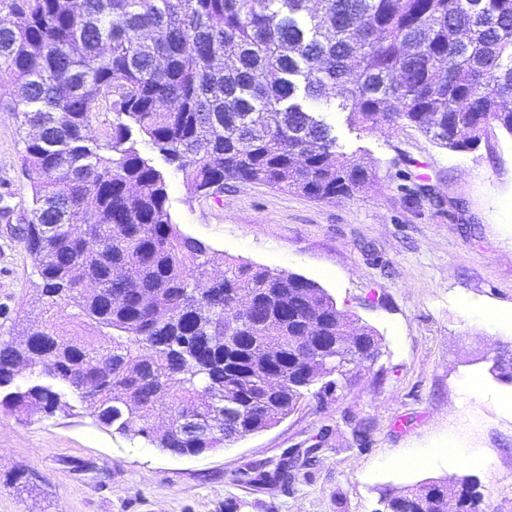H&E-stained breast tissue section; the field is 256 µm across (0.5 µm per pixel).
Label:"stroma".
Returning <instances> with one entry per match:
<instances>
[{
    "instance_id": "stroma-1",
    "label": "stroma",
    "mask_w": 512,
    "mask_h": 512,
    "mask_svg": "<svg viewBox=\"0 0 512 512\" xmlns=\"http://www.w3.org/2000/svg\"><path fill=\"white\" fill-rule=\"evenodd\" d=\"M343 155L373 170L349 199L316 201L229 181L189 194L167 171L168 207L186 235L225 260L312 279L381 338L374 363L324 398L306 397L270 429L177 456L99 428L80 413L26 419L0 409V512H379L388 489L476 477L483 512H512V136L488 126L454 152L419 130L361 132L311 102ZM18 125L0 112V341L42 310L40 278L18 233L32 191ZM431 187L443 203L410 199ZM506 322H485L475 304ZM368 424L365 443L351 430ZM323 442L311 465L255 488L292 448ZM426 465H416V458Z\"/></svg>"
}]
</instances>
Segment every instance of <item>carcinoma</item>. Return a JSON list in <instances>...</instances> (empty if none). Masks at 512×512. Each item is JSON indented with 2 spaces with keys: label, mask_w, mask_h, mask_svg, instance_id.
<instances>
[{
  "label": "carcinoma",
  "mask_w": 512,
  "mask_h": 512,
  "mask_svg": "<svg viewBox=\"0 0 512 512\" xmlns=\"http://www.w3.org/2000/svg\"><path fill=\"white\" fill-rule=\"evenodd\" d=\"M2 10L14 18L0 24L5 111L32 185L24 242L45 312L73 305L92 330L31 319L0 342V405L20 419L77 403L115 434L189 456L279 422L315 386L319 397L349 382L336 357L381 354L376 331L311 279L236 262L211 276L217 258L173 223L166 175L138 138L194 196L246 181L333 201L370 172L337 153L308 100L359 131L411 126L456 152L491 124L512 135V0H0ZM104 103L115 118L101 142L89 130ZM237 293L252 298L245 318ZM187 414L209 433L179 434ZM455 498L479 512L477 481L388 490L381 512H444Z\"/></svg>",
  "instance_id": "carcinoma-1"
}]
</instances>
